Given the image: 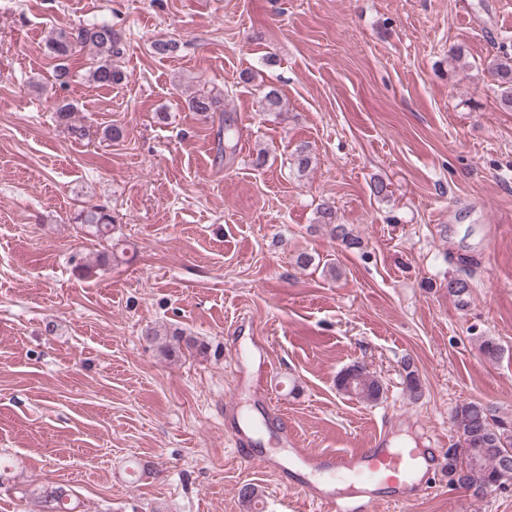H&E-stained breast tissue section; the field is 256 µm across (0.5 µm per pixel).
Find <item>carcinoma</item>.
Returning a JSON list of instances; mask_svg holds the SVG:
<instances>
[{
  "label": "carcinoma",
  "instance_id": "obj_1",
  "mask_svg": "<svg viewBox=\"0 0 512 512\" xmlns=\"http://www.w3.org/2000/svg\"><path fill=\"white\" fill-rule=\"evenodd\" d=\"M50 53L57 60L55 81L59 86L68 85L70 71L67 65L74 53L90 48L97 54V62L89 70V79L99 85H111L122 80V73L112 65V57L121 53L124 39L121 31L112 25L92 23L78 28L58 27L49 35L47 41ZM488 73L497 83L500 91V103L512 109V56L505 54L492 59L487 65ZM283 102L279 93L271 89L261 99L264 112L282 110ZM189 109L193 112L209 113L221 111V100L216 96L199 94L189 100ZM73 107L69 103L57 105L58 121L67 126L76 138L86 136V130L72 123ZM235 123L232 117L224 116V146L219 154L233 159L236 154ZM74 220L83 224L96 236L104 239L112 237L115 219L112 213L99 206L81 210ZM315 223L328 228L331 237L348 249L361 248L360 237L353 233L347 224L337 222L336 210L324 205L316 211ZM448 294L455 297L459 304L466 305L469 297V285L462 278L448 280ZM169 339L164 341L162 349L166 354H176L182 349L205 353L206 345L175 328L167 332ZM336 387L349 397L366 402H376L383 394L381 383L371 377L363 367L352 365L341 371L336 377ZM451 427L463 447L469 461H461L455 467L456 473L449 474V483L466 486L481 494L486 488L512 482V467L503 466L504 454L512 453V430L491 414V409L480 401L464 402L455 407L451 415ZM42 512H75L71 495L63 487H47L41 492Z\"/></svg>",
  "mask_w": 512,
  "mask_h": 512
}]
</instances>
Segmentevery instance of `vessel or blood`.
Wrapping results in <instances>:
<instances>
[{
  "mask_svg": "<svg viewBox=\"0 0 512 512\" xmlns=\"http://www.w3.org/2000/svg\"><path fill=\"white\" fill-rule=\"evenodd\" d=\"M276 438L281 445L289 447L294 459L304 469V476L295 479L294 484L305 492L318 512H343L344 504L334 490L340 480L363 487L390 489L393 504H404L418 491L419 472L432 459L426 449L389 448L379 440L369 447L354 448L342 454H312L301 449L284 427L277 431ZM313 473L323 477V485L310 481L309 476Z\"/></svg>",
  "mask_w": 512,
  "mask_h": 512,
  "instance_id": "obj_1",
  "label": "vessel or blood"
}]
</instances>
